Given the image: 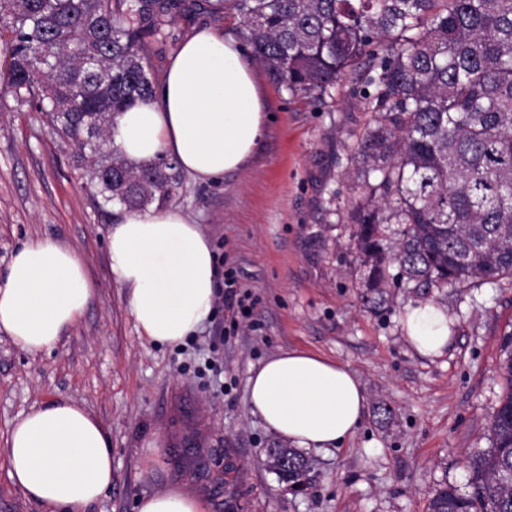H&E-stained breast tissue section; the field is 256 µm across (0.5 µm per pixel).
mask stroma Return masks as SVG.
Instances as JSON below:
<instances>
[{
  "mask_svg": "<svg viewBox=\"0 0 512 512\" xmlns=\"http://www.w3.org/2000/svg\"><path fill=\"white\" fill-rule=\"evenodd\" d=\"M201 25L243 38L236 11L194 8L170 24L166 45H149L155 80ZM257 73L270 119L251 165L205 183L179 173L169 200L210 240L221 277H235L251 317L216 302L179 346L140 336L112 275L108 236L123 208L98 204L88 166L37 99L0 95V277L17 249L50 239L79 255L96 287L53 349L29 354L0 331V437L31 408L61 398L101 420L112 439V486L86 512H136L141 496L175 484L207 512H427L439 488L466 491L467 457L490 445L512 280L416 293L394 264L387 287L368 294L350 219L365 192L358 151L372 120L364 68L319 100L288 93L265 68ZM428 300L455 321L439 357L416 353L402 331L405 308ZM288 349L347 366L368 398L353 438L307 450L299 493L264 464V449L281 439L248 403L252 370ZM199 457L211 475L198 471Z\"/></svg>",
  "mask_w": 512,
  "mask_h": 512,
  "instance_id": "obj_1",
  "label": "stroma"
}]
</instances>
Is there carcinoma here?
<instances>
[{"label":"carcinoma","instance_id":"cac0c4a2","mask_svg":"<svg viewBox=\"0 0 512 512\" xmlns=\"http://www.w3.org/2000/svg\"><path fill=\"white\" fill-rule=\"evenodd\" d=\"M243 19L244 39L279 85L316 98L369 59L373 112L360 155L368 195L352 210L366 287L390 262L413 288L512 279V0H209ZM186 0H0L12 32L0 89L38 98L102 202L169 200L175 164H136L103 146L117 117L152 95L147 46ZM509 390L490 448L469 458V491L439 489L428 512H512V329L500 337ZM292 488L309 459L265 450Z\"/></svg>","mask_w":512,"mask_h":512}]
</instances>
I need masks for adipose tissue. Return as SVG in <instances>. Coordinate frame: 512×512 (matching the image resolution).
Instances as JSON below:
<instances>
[{
	"mask_svg": "<svg viewBox=\"0 0 512 512\" xmlns=\"http://www.w3.org/2000/svg\"><path fill=\"white\" fill-rule=\"evenodd\" d=\"M269 115L244 47L202 25L179 46L152 96L117 119L113 141L127 160L173 158L206 182L243 169ZM114 278L141 336L178 345L213 315L219 269L209 240L177 208L126 212L108 237ZM96 289L77 253L53 240L19 248L0 279V330L37 354L76 324ZM455 322L434 302L408 307L403 330L419 354L442 355ZM249 406L277 436L301 448H334L356 435L365 389L345 366L296 349L261 364L249 379ZM9 477L44 512H84L112 485L107 427L79 403L60 399L30 410L5 440ZM137 512H205L175 486L137 501Z\"/></svg>",
	"mask_w": 512,
	"mask_h": 512,
	"instance_id": "1",
	"label": "adipose tissue"
}]
</instances>
